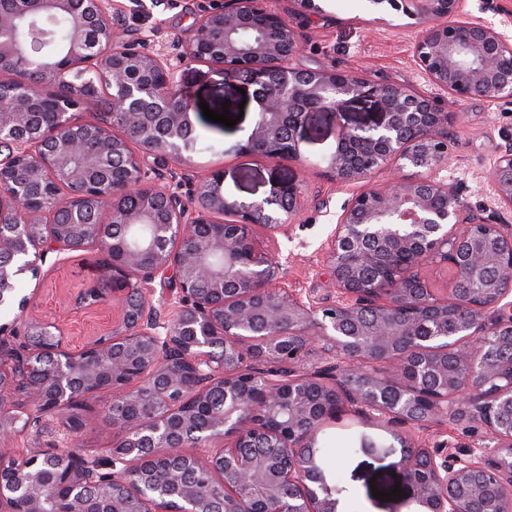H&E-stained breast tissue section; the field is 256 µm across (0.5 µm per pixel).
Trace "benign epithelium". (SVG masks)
<instances>
[{
  "instance_id": "7a95c632",
  "label": "benign epithelium",
  "mask_w": 512,
  "mask_h": 512,
  "mask_svg": "<svg viewBox=\"0 0 512 512\" xmlns=\"http://www.w3.org/2000/svg\"><path fill=\"white\" fill-rule=\"evenodd\" d=\"M0 12V446L38 438L51 424L76 434L88 400L112 391L107 421L120 438L101 454L33 446L0 453V512H337L314 456L315 438L353 411L387 426L425 429L467 421L484 430L465 451L423 449L425 479L399 467L418 512H512V369L485 354L512 351V224L470 212L456 187L432 173L449 158L457 113L405 87L335 69L294 66L300 49L281 12L257 0H222L187 36L153 49L125 39L112 0H11ZM467 0H371L422 29L413 57L448 92L512 99V44L472 20ZM67 17L73 36L47 56L17 34L23 20ZM240 29L260 36L242 46ZM226 68L254 86L258 118L241 150L275 159L297 151L296 134L327 112L374 102L373 126H342L327 168L357 183L391 163L427 172L357 190L329 243L336 304L322 310L281 285L282 263L257 229L279 231L302 189L280 185L261 202H230L219 171L183 191L160 185L157 164L190 150L192 99L179 72L187 60ZM102 90L107 121H78ZM498 201L512 209V145L496 159ZM154 228L130 247L116 227ZM95 248L112 268V330L79 350L50 323L23 314L14 283ZM452 271L436 295L419 274ZM173 293L152 300L157 276ZM136 279L131 284L130 279ZM324 361L305 366L311 347ZM367 454L394 448L369 436Z\"/></svg>"
}]
</instances>
